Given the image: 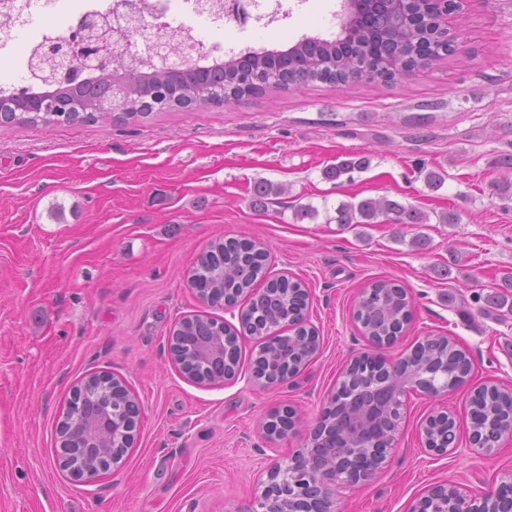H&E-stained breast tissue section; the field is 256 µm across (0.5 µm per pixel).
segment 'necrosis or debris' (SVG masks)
I'll return each instance as SVG.
<instances>
[{
    "label": "necrosis or debris",
    "instance_id": "1",
    "mask_svg": "<svg viewBox=\"0 0 512 512\" xmlns=\"http://www.w3.org/2000/svg\"><path fill=\"white\" fill-rule=\"evenodd\" d=\"M13 23L0 28V62L17 57L32 59L37 48L56 38L58 30L87 15L104 19L109 11L104 0H10ZM136 7L124 10L122 22L131 35L140 37L139 56L151 54L156 44L177 39L183 48L182 63L193 64L202 53L223 51L210 32L247 27L274 32L285 28L292 16L288 0H222L219 7L206 0H135ZM37 31V38L20 43L19 37Z\"/></svg>",
    "mask_w": 512,
    "mask_h": 512
}]
</instances>
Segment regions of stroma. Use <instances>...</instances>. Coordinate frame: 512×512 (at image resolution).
I'll return each mask as SVG.
<instances>
[{
    "instance_id": "35a3bbf8",
    "label": "stroma",
    "mask_w": 512,
    "mask_h": 512,
    "mask_svg": "<svg viewBox=\"0 0 512 512\" xmlns=\"http://www.w3.org/2000/svg\"><path fill=\"white\" fill-rule=\"evenodd\" d=\"M466 54L386 84L313 82L222 106L154 111L124 123L15 125L0 133V512H241L259 497L264 467L303 447L272 414L323 412L341 372L372 346L353 318L365 286L393 279L412 317L380 349L393 361L428 336H447L471 360L467 382L406 400L382 470L342 492L336 512H409L440 483L481 493L512 475V438L469 446L474 390L512 385V309L481 314V299L512 274V0H459ZM342 0H311L297 25L256 39L218 33L225 47L285 50L340 27ZM369 158L352 179L324 169ZM441 172L429 188L418 166ZM282 189L256 203V181ZM385 197L425 223L383 219L344 226V203ZM309 205L314 215L298 214ZM455 211L459 223H441ZM426 248L413 246L416 235ZM263 242L271 273L304 282L316 357L297 375L260 389L251 336L239 337L238 378L201 385L169 351V331L189 315L238 322V308L201 303L187 282L216 238ZM98 372L138 400L134 443L98 481L61 472L54 451L60 410L74 385ZM433 412L455 421L456 448L426 449Z\"/></svg>"
}]
</instances>
